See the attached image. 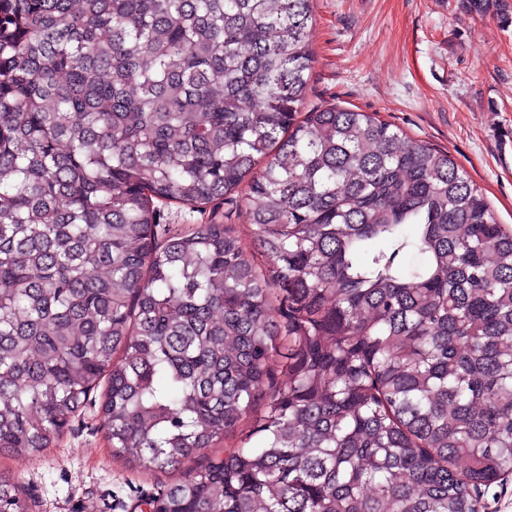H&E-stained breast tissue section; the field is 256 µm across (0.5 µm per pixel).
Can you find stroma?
<instances>
[{"mask_svg": "<svg viewBox=\"0 0 512 512\" xmlns=\"http://www.w3.org/2000/svg\"><path fill=\"white\" fill-rule=\"evenodd\" d=\"M309 103L373 112L448 153L512 225V0H314ZM29 512H139L174 483L117 459L97 410L37 458L0 455Z\"/></svg>", "mask_w": 512, "mask_h": 512, "instance_id": "obj_1", "label": "stroma"}]
</instances>
